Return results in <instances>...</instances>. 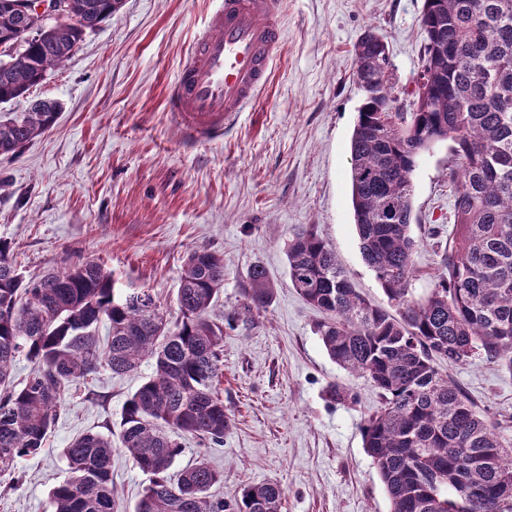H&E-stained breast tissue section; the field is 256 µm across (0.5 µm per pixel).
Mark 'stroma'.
<instances>
[{
  "label": "stroma",
  "mask_w": 512,
  "mask_h": 512,
  "mask_svg": "<svg viewBox=\"0 0 512 512\" xmlns=\"http://www.w3.org/2000/svg\"><path fill=\"white\" fill-rule=\"evenodd\" d=\"M214 4L123 0L64 66L0 104V113L26 112L44 99L61 105L49 130L0 155V238L28 278L80 258L101 260L117 287L149 291L171 322L189 251L224 258V288L211 313L219 323L238 312L252 266H263L275 285L271 304L224 332L220 392L231 419L224 443L181 437L176 468L206 458L223 472L214 492L227 500L246 485L276 482L283 512H391L361 433L378 394L327 355L316 333L322 314L293 288L285 250L297 228L314 226L356 288L386 304L362 258L350 201L360 105L353 46L374 29L389 44L399 86L411 87L421 69L424 0H281L285 40L268 86L223 139L188 143L165 97ZM452 163L439 143L413 173L418 298L442 271ZM442 370L512 447V373L483 358ZM152 372L147 361L70 387L43 452L0 475V512H52L49 492L67 470L64 448L88 432L119 435L127 397ZM333 384L348 390L347 400L328 398ZM112 482L133 512L148 478L120 450Z\"/></svg>",
  "instance_id": "stroma-1"
}]
</instances>
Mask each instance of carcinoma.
I'll return each mask as SVG.
<instances>
[{"label":"carcinoma","instance_id":"cac0c4a2","mask_svg":"<svg viewBox=\"0 0 512 512\" xmlns=\"http://www.w3.org/2000/svg\"><path fill=\"white\" fill-rule=\"evenodd\" d=\"M0 0V103L40 84L68 60L86 30L112 16L121 0H69L88 29L50 23L22 35ZM426 43L411 108L398 105L394 65L366 30L354 45L362 103L350 140L351 203L365 263L392 314L362 296L313 228L288 239L294 288L325 318L317 333L328 356L366 378L380 405L361 431L392 512H512V448L437 361L480 356L512 372V0H424ZM388 77L373 83L370 70ZM60 105L0 113V154L49 129ZM446 142L454 160L453 228L444 272L421 299L412 295L416 241L411 236L412 175L421 154ZM224 288V257L191 251L176 293L180 320L169 325L147 290L123 293L100 262L79 259L26 279L0 240V474L44 449L66 387L106 367L114 374L145 360L153 374L125 401L121 447L148 476L135 512H282L284 489L250 484L226 501L210 489L224 474L201 458L173 473L189 435L224 441L231 419L218 385L224 376V325L210 312ZM274 288L255 265L244 313L266 309ZM108 323L105 339L97 329ZM33 364L14 385L19 357ZM112 436L86 433L63 450L67 475L50 490L52 512H124L112 485Z\"/></svg>","mask_w":512,"mask_h":512}]
</instances>
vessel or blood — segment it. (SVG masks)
I'll use <instances>...</instances> for the list:
<instances>
[{
    "label": "vessel or blood",
    "mask_w": 512,
    "mask_h": 512,
    "mask_svg": "<svg viewBox=\"0 0 512 512\" xmlns=\"http://www.w3.org/2000/svg\"><path fill=\"white\" fill-rule=\"evenodd\" d=\"M283 41L280 0H219L167 91L183 137L222 138L267 85Z\"/></svg>",
    "instance_id": "1"
}]
</instances>
